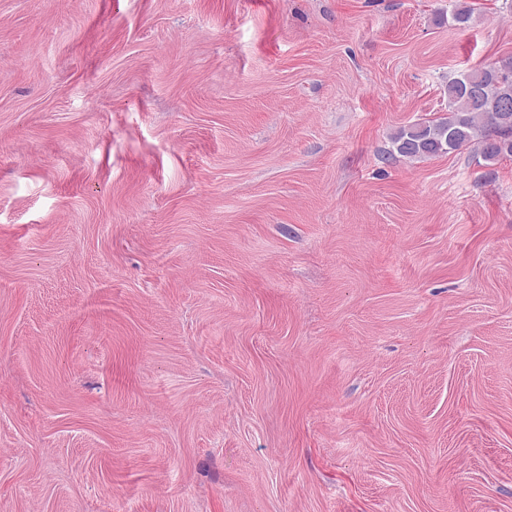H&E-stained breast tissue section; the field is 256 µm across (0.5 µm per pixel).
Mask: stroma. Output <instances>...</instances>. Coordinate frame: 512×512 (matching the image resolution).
I'll return each mask as SVG.
<instances>
[{
  "label": "stroma",
  "mask_w": 512,
  "mask_h": 512,
  "mask_svg": "<svg viewBox=\"0 0 512 512\" xmlns=\"http://www.w3.org/2000/svg\"><path fill=\"white\" fill-rule=\"evenodd\" d=\"M453 2L0 0V512H512V158L390 152Z\"/></svg>",
  "instance_id": "obj_1"
}]
</instances>
